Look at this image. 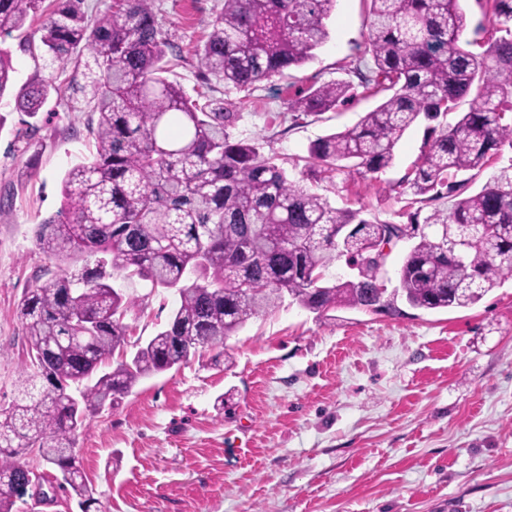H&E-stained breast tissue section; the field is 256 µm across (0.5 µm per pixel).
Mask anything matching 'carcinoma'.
I'll return each instance as SVG.
<instances>
[{
  "instance_id": "1",
  "label": "carcinoma",
  "mask_w": 512,
  "mask_h": 512,
  "mask_svg": "<svg viewBox=\"0 0 512 512\" xmlns=\"http://www.w3.org/2000/svg\"><path fill=\"white\" fill-rule=\"evenodd\" d=\"M45 0H0V35L18 33L34 52L27 21ZM85 0H58L41 27L48 67L72 65L68 85L55 72L14 90L10 53L0 50V99L12 95L34 118L51 98L70 112L97 114L93 159L68 167L62 205L38 225L36 245L59 273L27 290L19 304L30 363L39 387L0 407V512H14L42 485L27 462L36 452L58 472L81 512L96 504L76 457L89 413L129 395L147 377L215 349L252 318L289 297L319 317L336 308L376 310L384 285L374 256L391 236L413 241L399 290L413 308H468L512 278V163L464 195L490 159L512 149V0H485L491 28L462 41L461 0H367L363 54L372 66L347 68L352 81L312 84L287 102L292 123L354 98L355 86L381 103L351 128L317 138L305 170L329 182L388 168L403 133L419 118L446 117L431 128L420 162L403 180L408 223L337 208L292 178L255 141H233L235 114L219 100L200 103L171 80L177 46L160 30L152 0H112L90 23ZM337 0H224L196 50L204 74L249 89L312 61L330 38ZM488 41V53L464 45ZM441 199L449 207L422 210ZM97 257L95 267L86 264ZM346 258L357 275L331 282ZM173 288L179 304L165 326L135 354L124 348L128 301L112 272ZM109 372L99 373L104 365ZM77 385L79 396L68 389Z\"/></svg>"
}]
</instances>
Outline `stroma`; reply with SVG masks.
<instances>
[{
    "label": "stroma",
    "mask_w": 512,
    "mask_h": 512,
    "mask_svg": "<svg viewBox=\"0 0 512 512\" xmlns=\"http://www.w3.org/2000/svg\"><path fill=\"white\" fill-rule=\"evenodd\" d=\"M224 0H154L182 59L172 77L192 97L237 113L229 133L278 155L286 170L316 138L355 125L377 100L293 127L289 98L344 77L368 30L365 0H337L329 41L300 68L246 90L205 76L195 48ZM0 404L19 394L29 361L18 304L58 268L38 250V224L60 207L64 170L95 150L91 115L40 112L37 144L12 146L24 113L0 100ZM426 122L409 128L378 175L315 181L339 208L403 224L396 184L419 161ZM133 301L125 321L147 341L178 304L116 274ZM398 315L337 309L320 317L291 301L251 319L180 368L146 379L121 403L90 415L76 453L96 488L92 512H512V280L477 304ZM224 397V409L215 400Z\"/></svg>",
    "instance_id": "stroma-1"
}]
</instances>
